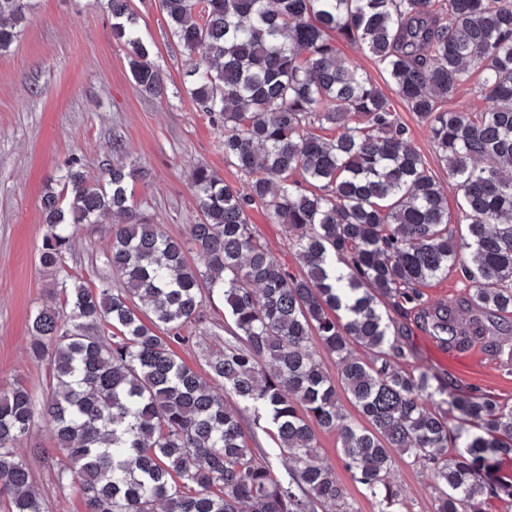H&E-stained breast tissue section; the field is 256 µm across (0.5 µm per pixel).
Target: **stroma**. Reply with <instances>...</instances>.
Returning a JSON list of instances; mask_svg holds the SVG:
<instances>
[{"label":"stroma","instance_id":"stroma-1","mask_svg":"<svg viewBox=\"0 0 512 512\" xmlns=\"http://www.w3.org/2000/svg\"><path fill=\"white\" fill-rule=\"evenodd\" d=\"M20 39L0 56V389L19 383L34 399L48 384L46 362L29 353L30 318L49 302L53 284L38 264L45 227L40 200L50 180L71 158H80L90 176L112 160L113 140H122L128 160L148 169L137 182L134 201L171 236L187 238L199 215L187 178L204 165L225 183L238 187L241 174L224 159V134L186 92L188 57L172 37L159 0H131L141 33L152 48L166 91L143 94L134 84L124 46L112 37V16L95 0H31ZM339 51L384 87L413 146L440 185L448 175L438 162L426 124L410 112L373 57L359 46L337 41ZM257 238L290 274L301 272L283 225L270 223L260 207L248 211ZM111 227L80 226L66 258L73 274L92 279L101 269ZM412 355L405 370L447 373L456 385L478 386L489 398L512 405V358L482 345L466 350L443 345L407 318ZM235 327L224 315L221 296H205L202 320L185 329L176 353L198 372L231 340ZM319 452L330 464L357 512H377L365 490L355 484L338 451V435L317 431ZM36 486L45 494V512H86L77 485L58 488V452L47 426L35 421L20 447ZM389 478L400 490L403 512H434L430 472L408 459L393 457Z\"/></svg>","mask_w":512,"mask_h":512}]
</instances>
